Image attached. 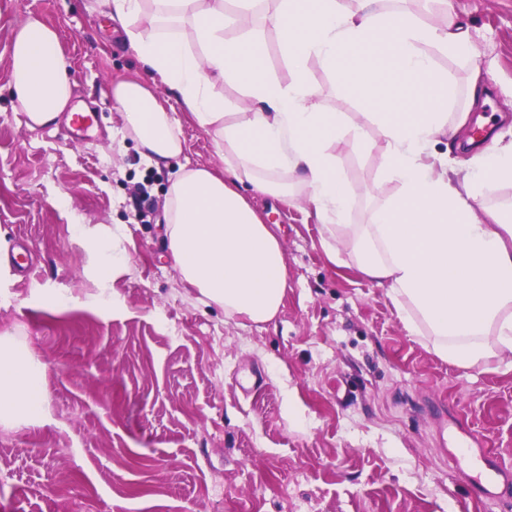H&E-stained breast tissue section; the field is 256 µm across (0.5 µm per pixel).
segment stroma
<instances>
[{"instance_id":"1","label":"stroma","mask_w":512,"mask_h":512,"mask_svg":"<svg viewBox=\"0 0 512 512\" xmlns=\"http://www.w3.org/2000/svg\"><path fill=\"white\" fill-rule=\"evenodd\" d=\"M451 2L489 73L460 144L433 147L453 165L478 152L474 128L512 131V0ZM32 14L59 33L73 106L96 116L84 140L64 118L29 128L11 105L12 34ZM308 68L323 111H369ZM140 71L94 0H0V234L25 243L32 265L26 281L0 268V334L45 365L47 398L40 421L0 423V512H512L505 494L474 500L480 460L454 455L469 430L512 470V356L470 368L440 358L305 190L290 206L254 202L287 266L273 320L228 316L181 279L162 222L172 170L122 137L109 94ZM178 118L191 163L223 172L210 136ZM364 129L336 147L352 225L399 189L380 181L377 125ZM78 222L129 258L110 306L94 301L97 258Z\"/></svg>"}]
</instances>
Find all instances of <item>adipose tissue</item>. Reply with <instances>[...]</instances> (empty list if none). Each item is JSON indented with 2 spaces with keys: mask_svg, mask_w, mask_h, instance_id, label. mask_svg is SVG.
Wrapping results in <instances>:
<instances>
[{
  "mask_svg": "<svg viewBox=\"0 0 512 512\" xmlns=\"http://www.w3.org/2000/svg\"><path fill=\"white\" fill-rule=\"evenodd\" d=\"M431 2L440 14L433 23L390 10L388 0H272L258 24L259 0H97L147 75L112 82L123 136L150 165L180 160L186 143L153 90L160 83L224 161L220 174L181 163L166 193L174 266L204 299L254 323L272 320L283 304V249L249 195L292 204L293 176L321 223L340 224L349 212L353 190L335 150L363 127L320 111L307 72L314 59L372 105L366 118L386 141L383 179L400 185L364 225L348 229L359 270L388 285L406 328L425 327L443 359L471 367L512 353V202L477 213L485 188L512 186V141L483 154L473 171L438 164L433 145L459 129L450 109L462 94L475 106L484 87L480 70L462 92L438 67L436 53L466 61L476 48L450 0ZM268 29L278 35L288 83L266 67ZM8 64L13 108L32 125L69 111L72 85L54 27L28 16L12 35ZM228 86L242 90L241 111L226 113ZM73 230L98 256L96 300L108 305L110 277L128 257L86 225ZM43 380L42 364L1 335L0 422L42 419Z\"/></svg>",
  "mask_w": 512,
  "mask_h": 512,
  "instance_id": "1",
  "label": "adipose tissue"
}]
</instances>
